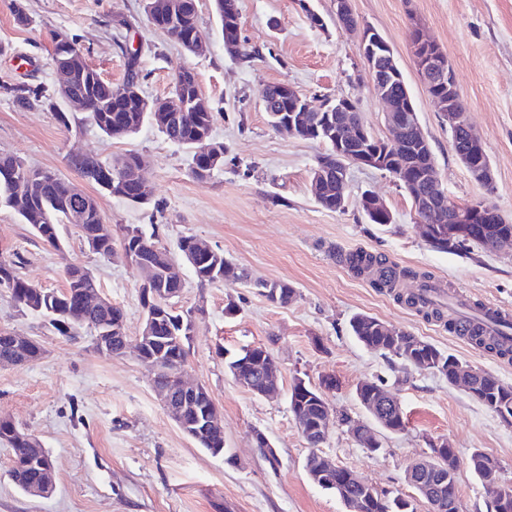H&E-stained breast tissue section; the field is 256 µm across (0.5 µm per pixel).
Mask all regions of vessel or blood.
Listing matches in <instances>:
<instances>
[{"instance_id": "obj_1", "label": "vessel or blood", "mask_w": 512, "mask_h": 512, "mask_svg": "<svg viewBox=\"0 0 512 512\" xmlns=\"http://www.w3.org/2000/svg\"><path fill=\"white\" fill-rule=\"evenodd\" d=\"M414 298L419 309H442L448 313V326L453 334L477 333L487 342L501 339L504 325L512 323V308L498 304L485 303L479 309H471L463 301L461 293L448 292L441 284L428 283L418 289Z\"/></svg>"}]
</instances>
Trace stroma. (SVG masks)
I'll return each instance as SVG.
<instances>
[{
    "instance_id": "35a3bbf8",
    "label": "stroma",
    "mask_w": 512,
    "mask_h": 512,
    "mask_svg": "<svg viewBox=\"0 0 512 512\" xmlns=\"http://www.w3.org/2000/svg\"><path fill=\"white\" fill-rule=\"evenodd\" d=\"M24 3L30 17L25 26L16 22L12 0H0V154L57 171L97 194L112 226L139 225L171 251L181 237L196 236L253 276L292 285L297 296L280 306L239 281L200 284L188 264L180 266L185 287L176 306L195 315L185 369L190 380L207 387L223 415L224 445L238 460L231 466L177 427L149 371L133 355L96 351L86 328L74 339L59 335L48 318L21 310L0 288V332L27 337L43 350L35 362L0 365V418L38 437L55 475L50 497L22 493L10 477L11 450L0 444V512H345L304 469L309 448L289 405L298 377L315 385L333 378L325 393L330 408L362 420L367 414L356 399L360 383H381L401 399L405 428L381 432L380 453L366 452L336 426L321 447L377 490L413 496L407 466L429 454L430 442L443 439L464 460L477 449L493 456L512 480V426L439 374L363 347L349 321L359 313L374 316L511 385L512 359L452 336L447 322L406 307L345 262L350 252L363 250L413 270L405 288L419 287L426 274L468 291L470 302L512 306V245L467 253L434 249L406 192L389 174L367 167L350 166L344 209L322 208L311 178L325 145L279 132L265 112L267 87L287 82L316 108L352 98L367 127L388 137L367 63L356 37L341 29L335 0H239L248 58L226 49L212 0H197L207 42L199 55L149 22L145 0ZM349 7L391 45L449 196L459 203L488 200L512 221V0H349ZM312 12L321 25L311 24ZM418 29L441 47L453 69L491 163L494 193L453 152L448 127L415 65ZM57 31L74 39L87 62L115 85L125 78L129 54H136L141 87L151 98L168 96L179 68L193 70L214 115L212 136L224 145L223 166L200 181L190 172L189 154L152 124L115 139L59 99L19 103L13 88H56L51 36ZM130 151L148 165L152 197L146 205L98 194L67 163L74 153L110 162ZM367 190L385 201L393 223H369L358 206ZM61 236L59 252L14 211L0 207V259L15 263L21 278L54 291L65 286V264L88 268L103 296L122 309L127 336L137 338L144 309L135 270L121 253H93L73 226H63ZM230 303L237 305L236 315H226ZM254 345L266 347L280 366L277 399L238 386L225 366L224 352ZM258 432L270 442L276 463L257 448Z\"/></svg>"
}]
</instances>
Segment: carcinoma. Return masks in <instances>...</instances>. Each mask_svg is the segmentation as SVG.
<instances>
[{"mask_svg": "<svg viewBox=\"0 0 512 512\" xmlns=\"http://www.w3.org/2000/svg\"><path fill=\"white\" fill-rule=\"evenodd\" d=\"M188 6L174 16L161 19L150 18V22L173 38L184 50H189L190 43L200 33L198 13L195 0H187ZM224 40L241 42L240 13L238 0H213ZM54 53L67 56L71 53L55 45ZM72 69L75 73L73 89L76 94L86 100L89 107L88 117L92 123L106 136L113 137L112 129L118 126L130 128V133L138 131V127L149 121V116L138 111L137 101L133 96H124L120 91L139 80L138 61L132 57L128 61L126 77L119 85L103 79L100 73L91 67L82 52L73 54ZM406 81L403 75L389 80L388 91L390 96L399 104L406 102L404 89ZM18 102L31 106L50 99L47 89L43 87H24L14 89ZM265 111L272 126L288 117V102L281 100L276 86L268 88V99ZM301 124L307 134H316L317 140L328 147V152L336 150V138L347 140L344 131L336 128L326 112L308 111L298 113ZM213 114L210 112H178L171 123L159 128L165 138L186 148L191 155V174L198 177V171L207 168L206 156L199 152L198 139L202 134L212 130ZM139 155L129 152L111 163H104L97 158L77 159L68 158V166L80 176L92 174L91 181L99 190L109 195L126 199L136 204L149 203L152 195L148 178L143 180L130 179L123 185L112 187L110 183H101L103 172L110 170L116 164H122L128 170L137 167ZM24 167V162L14 155H0V207L12 209L21 219L32 226L36 236L45 244L60 249L56 240L60 239V225L70 224L78 230L82 240L88 248L103 257L109 256L112 250V234L109 225L104 223L97 199L79 190L72 182L59 173L47 169L31 167L29 171L34 174L31 182L20 181L17 170ZM474 238L468 242H453L443 244L437 240L430 242L436 249L455 251L468 244L476 245L484 250L490 249L494 239L503 232H512V224H475L473 225ZM138 235L129 239L130 247L146 254L154 265H161L171 256V252L156 245L152 238L146 236L142 228L134 227ZM180 256L189 259L196 256L193 272L200 284H215L223 281L225 277L239 279L246 282L251 288L262 290V294L271 302L281 306L288 305L296 296L295 288L285 282L268 281L262 278H253L243 268H239L224 258V253L215 249L202 254L196 249V237L184 236L177 245ZM350 267L358 272L368 270L375 276L374 284L379 288L391 287L390 278L385 275L387 268L385 260L368 252L359 251L347 258ZM65 288L61 291H45L37 288L15 273L14 263L0 260V281L6 279L11 282L9 288L13 300L24 310L38 312V310H53L59 312L53 327L62 336L69 338L75 336L77 327L72 325L69 315L81 319L84 326L93 328L103 322L113 323L124 317L121 308L109 305L104 309L80 307L77 292L80 290L93 291L99 288L95 276L85 267L69 264L65 267ZM144 310L154 315L155 340L147 350V356L159 364L163 371L155 374L153 384L159 390L170 386L166 368L186 362L188 354V332L193 330L194 320L192 312L186 313L175 308V302L162 307L152 302L142 301ZM381 321L375 317L358 314L350 319L352 336L363 346L381 352L383 355H394L391 349V338L379 330ZM422 357L433 360L440 365L439 373L454 384V368L460 360L445 353L434 344L415 337ZM41 347L33 343L29 346L12 345L10 335L0 333V359L7 362L32 363L41 357ZM486 398L497 400V404L505 410L512 409V389L509 387H490L486 390ZM213 404L211 395L190 401L185 407L184 417L188 422L196 420L197 414ZM327 405L326 399L319 401L310 398L307 401L292 403L290 409L297 425H307L322 414V408ZM0 443L11 448L12 467L16 473V485L23 491L27 490L29 483L41 478L37 468L38 460L47 455L42 445L32 444L27 440L25 432L14 426L7 419L0 420ZM196 443L210 453L221 450L224 462L236 465L235 456L229 449L223 448L224 431L215 429L201 436ZM444 461L448 462V480L444 486L434 491L431 498L426 500L429 512H440L437 503L453 501L458 498L456 487V474L460 467L458 452L454 448L444 449ZM325 455H317L311 451L305 458V468L310 479L318 487L330 491L336 497L347 503L351 496L362 499L361 512H416L415 507L401 510L402 499L397 494L384 492L382 494L370 493L369 489L360 487L351 479V470L345 468L336 473L334 479H326Z\"/></svg>", "mask_w": 512, "mask_h": 512, "instance_id": "1", "label": "carcinoma"}]
</instances>
